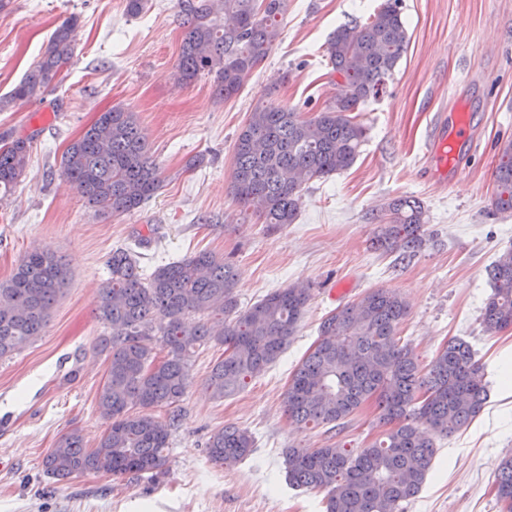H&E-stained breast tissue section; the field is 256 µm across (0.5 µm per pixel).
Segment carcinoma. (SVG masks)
I'll return each instance as SVG.
<instances>
[{
  "label": "carcinoma",
  "mask_w": 512,
  "mask_h": 512,
  "mask_svg": "<svg viewBox=\"0 0 512 512\" xmlns=\"http://www.w3.org/2000/svg\"><path fill=\"white\" fill-rule=\"evenodd\" d=\"M180 7V80L190 84L210 74L218 95L233 98L278 39L285 0H180ZM76 24L77 17L70 16L56 28L43 59L0 98V110L38 98L53 83L72 58ZM407 45L400 0H383L365 21L336 28L327 42L336 96L308 118L272 102L250 113L235 143L231 189L238 201L265 224L294 223L306 184L355 163L365 129L352 113L383 91ZM32 140L0 137V195L19 183ZM60 172L102 214L140 208L160 183L135 114L120 106L100 113L67 146ZM494 180V208L512 212L511 143L502 149ZM383 221L377 248L413 256L422 247L426 216L419 200H392ZM109 269L96 306L105 328L96 348L108 360L97 410L108 428L92 450L78 430L63 434L43 460L44 472L54 477L162 472L180 414L161 421L152 410L178 407L196 350L223 347L207 385L218 398L231 396L280 357L310 300L309 289L290 286L242 311L232 267L208 252L145 274L132 250L117 248ZM489 276L492 293L482 324L494 333L512 328V248L497 257ZM66 278L61 258L34 249L0 281L1 359L42 334ZM408 313L406 299L388 288L337 308L321 323L313 350L292 375L284 408L295 424L337 427L372 401L384 426L365 448L332 442L313 450L288 449V483L325 491V512H405L428 478L434 437L467 427L485 404V373L469 343L448 341L424 368L397 336ZM254 445L253 436L235 426L206 442L209 459L220 466L242 460ZM495 490L499 500L512 501V454L499 464Z\"/></svg>",
  "instance_id": "cac0c4a2"
}]
</instances>
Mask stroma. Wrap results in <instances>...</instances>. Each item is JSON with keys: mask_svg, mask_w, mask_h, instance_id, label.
<instances>
[{"mask_svg": "<svg viewBox=\"0 0 512 512\" xmlns=\"http://www.w3.org/2000/svg\"><path fill=\"white\" fill-rule=\"evenodd\" d=\"M286 2L277 41L229 100L217 96L212 76L178 79L180 0H149L136 17L125 0H9L0 10V96L44 56L57 26L78 18L73 56L42 98L0 111V133L34 138L20 182L0 200V280L35 248L54 252L68 270L42 336L0 359V512H324L323 492L286 483V450L329 441L365 447L382 431L377 411L369 403L338 429H303L285 415L283 398L324 318L377 288L408 300L400 335L421 364L462 337L489 389L468 428L437 439L429 477L406 512H504L495 482L512 453V403L499 399L512 369V329L485 333L481 313L489 269L512 247V213L492 206V169L512 141V0H402L409 44L384 93L359 114L365 141L356 162L308 183L294 223L262 224L231 193L238 133L266 102L308 116L333 100L328 38L365 20L381 0ZM115 106L135 113L160 185L139 209L104 215L61 178L60 161ZM460 110L480 147L465 151L461 172L442 177L428 141ZM400 196L419 199L427 214L426 240L409 258L371 244L384 207ZM148 225L152 242L137 245ZM120 247L133 248L147 273L212 253L235 270L243 309L291 285L308 287L311 298L279 359L233 396L214 398L205 385L222 347L198 351L164 474L59 480L43 472L59 437L79 429L93 449L107 428L96 407L108 363L96 350L104 326L95 309ZM227 425L252 433L255 448L221 468L205 443Z\"/></svg>", "mask_w": 512, "mask_h": 512, "instance_id": "obj_1", "label": "stroma"}]
</instances>
